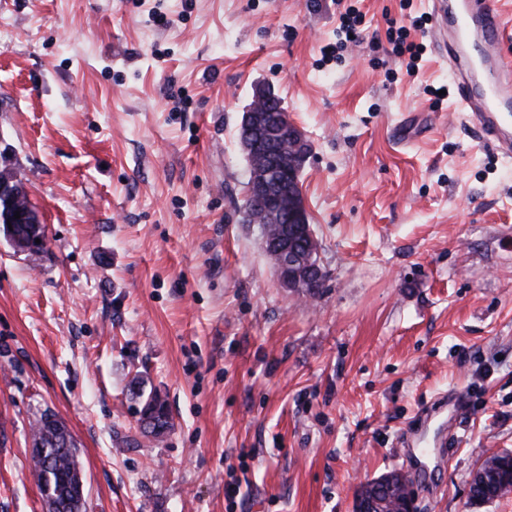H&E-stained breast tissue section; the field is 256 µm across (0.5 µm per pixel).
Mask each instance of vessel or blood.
Here are the masks:
<instances>
[{
    "label": "vessel or blood",
    "instance_id": "1",
    "mask_svg": "<svg viewBox=\"0 0 512 512\" xmlns=\"http://www.w3.org/2000/svg\"><path fill=\"white\" fill-rule=\"evenodd\" d=\"M432 11V32L443 42L452 74L454 116L512 161V21L501 0H433Z\"/></svg>",
    "mask_w": 512,
    "mask_h": 512
}]
</instances>
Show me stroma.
<instances>
[{
  "label": "stroma",
  "mask_w": 512,
  "mask_h": 512,
  "mask_svg": "<svg viewBox=\"0 0 512 512\" xmlns=\"http://www.w3.org/2000/svg\"><path fill=\"white\" fill-rule=\"evenodd\" d=\"M358 8L344 46L341 0H0V171L45 232L34 257L0 234V512H45L46 410L85 512H353L455 393L418 512H512L468 495L512 452V162L433 105L444 52L412 75L391 55L390 20L431 0ZM260 84L311 146L326 277L307 303L243 221ZM136 378L167 402L163 437L139 430ZM29 465L48 512L85 511L77 446L66 425L53 413L45 411L36 420Z\"/></svg>",
  "instance_id": "obj_1"
}]
</instances>
